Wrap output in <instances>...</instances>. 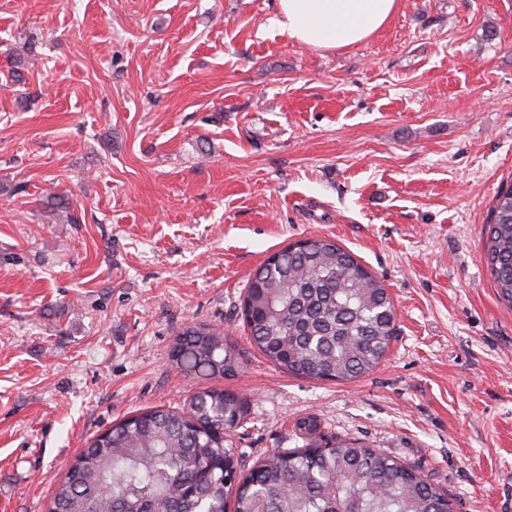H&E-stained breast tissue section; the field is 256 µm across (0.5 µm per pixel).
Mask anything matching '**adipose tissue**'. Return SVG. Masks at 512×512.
Here are the masks:
<instances>
[{
    "mask_svg": "<svg viewBox=\"0 0 512 512\" xmlns=\"http://www.w3.org/2000/svg\"><path fill=\"white\" fill-rule=\"evenodd\" d=\"M275 21L298 44L316 49L353 46L383 29L398 0H275Z\"/></svg>",
    "mask_w": 512,
    "mask_h": 512,
    "instance_id": "adipose-tissue-1",
    "label": "adipose tissue"
}]
</instances>
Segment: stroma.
<instances>
[{"label":"stroma","mask_w":512,"mask_h":512,"mask_svg":"<svg viewBox=\"0 0 512 512\" xmlns=\"http://www.w3.org/2000/svg\"><path fill=\"white\" fill-rule=\"evenodd\" d=\"M273 0H0V512H48L114 421L242 396L245 465L324 442L415 467L453 512H512V304L485 258L512 181V0H399L317 50ZM67 195L69 212L44 201ZM74 222H67V215ZM329 236L391 294L371 374H289L240 302L266 257ZM224 330L245 368L179 373ZM171 359L187 376L232 377L244 364L238 346L224 331L189 327L174 339Z\"/></svg>","instance_id":"stroma-1"}]
</instances>
